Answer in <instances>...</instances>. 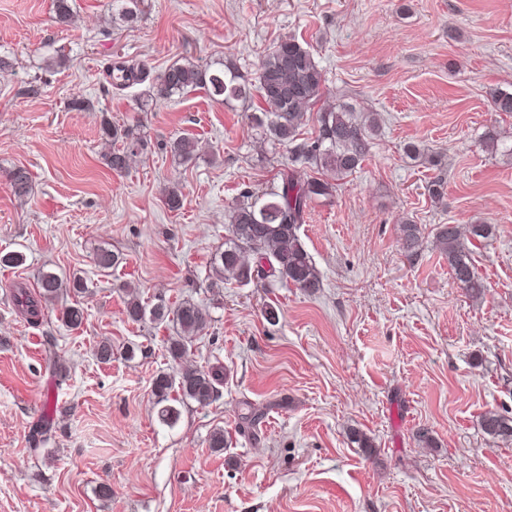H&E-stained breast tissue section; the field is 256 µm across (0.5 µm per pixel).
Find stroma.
<instances>
[{
  "mask_svg": "<svg viewBox=\"0 0 512 512\" xmlns=\"http://www.w3.org/2000/svg\"><path fill=\"white\" fill-rule=\"evenodd\" d=\"M73 10L62 25L52 0H0V253L26 257L0 266V512H512V444L480 426L486 411L512 412V160L482 146L490 129L512 137V115L491 106L512 91V0H143L119 26L109 0ZM291 35L311 45L326 99L379 113L381 127L361 169L300 227L316 291L217 283L229 207L280 183L287 149L260 151L249 122L260 98L224 104L196 89L143 112L146 85L117 88L109 71L222 58L251 81ZM58 53L65 64L47 68ZM78 94L87 109L72 108ZM105 118L146 143L121 172L102 157ZM187 136L202 151L181 164L169 144ZM16 167L32 177L23 200L7 179ZM174 185L176 211L164 202ZM404 222L423 232L411 258ZM480 223L495 233L472 252L487 285L475 300L433 234ZM101 249L119 264L99 269ZM43 271L86 280L67 298L80 326H64L57 303L36 322L15 306L12 289H34ZM129 285L148 304L189 298L209 314L189 360L223 365L221 396L180 405L171 427L152 383L170 368L172 327L128 320ZM49 401L57 429L36 454L29 429ZM219 427L232 437L221 451L209 446Z\"/></svg>",
  "mask_w": 512,
  "mask_h": 512,
  "instance_id": "stroma-1",
  "label": "stroma"
}]
</instances>
